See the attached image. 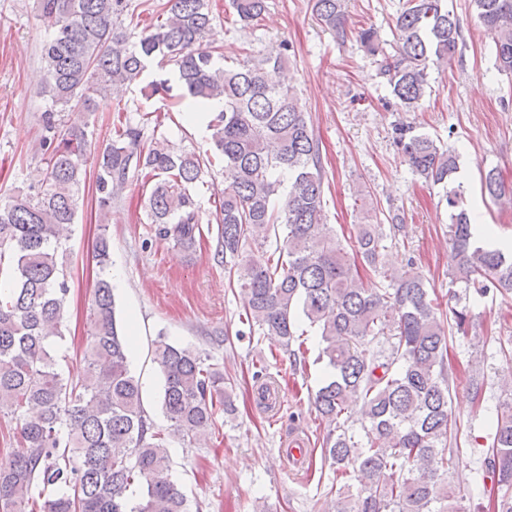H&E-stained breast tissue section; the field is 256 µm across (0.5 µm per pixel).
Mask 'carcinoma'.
<instances>
[{
  "label": "carcinoma",
  "instance_id": "obj_1",
  "mask_svg": "<svg viewBox=\"0 0 512 512\" xmlns=\"http://www.w3.org/2000/svg\"><path fill=\"white\" fill-rule=\"evenodd\" d=\"M395 20L396 50L381 74L402 109L419 107L429 71L451 61L463 41L462 26L446 0H407ZM241 22L253 26L266 0H234ZM477 22L492 35L495 64L512 77V0H472ZM132 0H37L51 30L41 51L42 82L51 105L43 145L48 156L28 191L0 202V257L9 255L11 279L0 290V414L17 421L23 450L0 465V512H189L187 499L168 475V435L197 440L213 434L217 407L234 414L224 376L193 350L159 339L154 362L163 378L166 435L153 430L141 385L128 362L129 340L118 325L109 281L92 300V332L83 351L84 376L59 369L56 347L70 285L58 261L66 231L75 223L95 158L99 208L112 206L130 169L144 172L145 201L156 234L184 250L202 235L196 188L220 168L224 189L214 219L216 256L245 299L249 325L279 337L289 348L297 320L317 328L327 378L314 397L329 428L325 454L336 471L356 474L359 488L338 491L336 512H464L455 491L458 425L450 408L448 331L467 335L463 298L512 295V248L477 243L460 187L448 188L459 156L409 126L396 142L415 175L447 188L448 238L457 264L449 273L456 306L431 297L427 278L409 261H386L381 224H359L355 253L388 287L369 285L348 260L346 246L325 221L321 147L310 129L296 88L273 84L267 67L288 65L290 48L235 67L218 65V48L204 43L214 21L209 0H165L154 6L157 23L137 41L118 32ZM317 20L342 39V0H313ZM369 55L381 50L373 28L358 32ZM174 65L183 93L175 106L224 109L209 114L212 154L180 149L165 138L141 148L140 119L118 118L103 150L80 127L57 129L55 113L95 112L114 91L138 81L156 58ZM493 200L512 196L495 169L481 180ZM275 240L272 259L252 265L248 249ZM99 265L110 262L106 235L95 242ZM460 290H455V287ZM361 404L362 434L347 425ZM484 478L488 512H512V395L500 401L489 423ZM141 488L136 504L126 492Z\"/></svg>",
  "mask_w": 512,
  "mask_h": 512
}]
</instances>
